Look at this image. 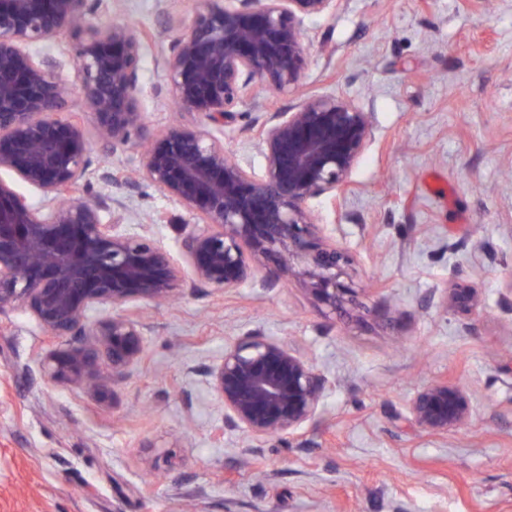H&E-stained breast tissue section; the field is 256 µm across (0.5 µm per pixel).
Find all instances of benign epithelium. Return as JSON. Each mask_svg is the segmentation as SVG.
<instances>
[{"label": "benign epithelium", "mask_w": 512, "mask_h": 512, "mask_svg": "<svg viewBox=\"0 0 512 512\" xmlns=\"http://www.w3.org/2000/svg\"><path fill=\"white\" fill-rule=\"evenodd\" d=\"M339 0H201L188 25L158 13L168 34L165 78L194 125L144 133L140 73L147 45L131 23L99 28L92 18L112 0H0V312L20 308L67 343L40 366L52 384H69L100 401L146 354L142 305L199 288L217 294L246 284L269 289L301 278L318 304L347 301L340 278L348 255L322 235L309 202L334 196L359 164L374 131L373 113L334 95L305 98L294 110L266 112L258 126L262 175L224 148V124L246 97L299 86L307 65L306 22L336 11ZM75 31L72 57L82 111L112 149L147 141L131 171L104 170L115 186L144 183L189 214L178 254L160 244L153 213L124 223L128 205L87 194L92 150L84 122L63 111L71 95L62 60L46 49ZM40 191L29 203L17 190ZM463 311L477 307L471 288L446 292ZM102 307L119 312L93 319ZM205 382L223 407L214 435L253 441L301 437L332 387L299 347L248 332L224 345ZM465 388L442 380L418 390L412 423L436 436L471 416Z\"/></svg>", "instance_id": "benign-epithelium-1"}]
</instances>
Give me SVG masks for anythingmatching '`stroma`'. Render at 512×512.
I'll return each instance as SVG.
<instances>
[{
    "mask_svg": "<svg viewBox=\"0 0 512 512\" xmlns=\"http://www.w3.org/2000/svg\"><path fill=\"white\" fill-rule=\"evenodd\" d=\"M94 22L153 36L147 133L197 122L167 85L156 0H112ZM306 53L298 89L245 99L224 145L259 175V113L329 94L373 113L346 189L310 203L353 258V301L330 310L295 279L147 309L146 355L110 402L48 383V335L0 312V512H512V0H342ZM155 210L176 248L188 215L154 188L126 218ZM456 285L477 289L476 310L447 306ZM249 331L298 344L336 382L297 441L212 437L223 411L203 371ZM440 378L473 405L444 438L408 412Z\"/></svg>",
    "mask_w": 512,
    "mask_h": 512,
    "instance_id": "1",
    "label": "stroma"
}]
</instances>
